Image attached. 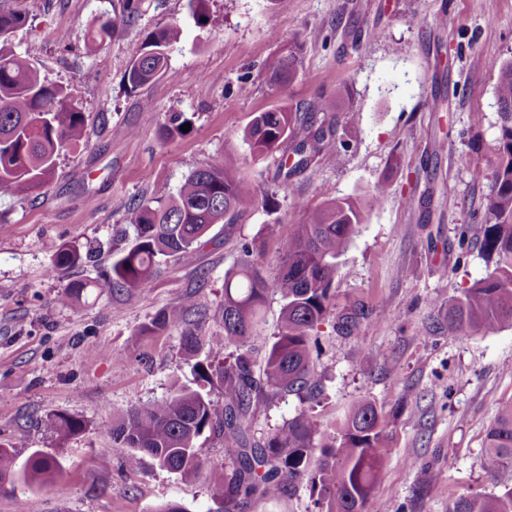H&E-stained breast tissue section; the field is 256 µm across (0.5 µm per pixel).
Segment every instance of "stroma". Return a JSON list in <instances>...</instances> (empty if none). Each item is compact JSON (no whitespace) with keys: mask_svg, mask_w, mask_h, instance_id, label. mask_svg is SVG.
Listing matches in <instances>:
<instances>
[{"mask_svg":"<svg viewBox=\"0 0 512 512\" xmlns=\"http://www.w3.org/2000/svg\"><path fill=\"white\" fill-rule=\"evenodd\" d=\"M121 4L44 0L33 12L29 0H0L30 14L9 48L42 79L66 86L85 121L83 143L60 155L38 198L0 197V444L16 463L40 450L60 465L41 488L0 482V512H159L170 502L216 512L215 487L229 468L219 439H197L203 464L191 481L147 456L130 467L129 448L112 439L113 419L162 401L177 384L224 405L222 389L194 371L210 361L207 346L191 358L179 330H143L191 292L204 314L201 335L220 333L224 274L247 258L243 244L254 245L249 258L273 278L292 225L338 197L358 199L364 221L340 258L330 314L311 333L320 392L304 402L288 393L261 399L253 440L301 413L332 433L365 398L381 415L388 448L371 499L385 512H448L459 498L511 485V469L492 470L485 440L512 401V326L459 338L427 325L494 268L481 226L497 157L498 66L512 60V0H206L202 27L188 0H140L134 24L88 41ZM169 23L182 38L168 75L131 90L129 61L148 31ZM295 41L303 46L297 75L271 85L266 59ZM341 86L350 91L338 113L347 149L282 184V152L259 159L243 140L253 113L306 107ZM173 112L185 113L190 129L166 140ZM227 154L269 206L213 225L207 246L169 261L149 288L103 287L113 251L134 238L130 202L160 184L177 190L191 170ZM380 180L390 192L374 204ZM64 245L79 247L83 260L50 274ZM81 281L89 287L79 300L59 303ZM361 309L385 317L343 332L340 319ZM58 414L83 430L47 429ZM315 500L303 482L243 512H318Z\"/></svg>","mask_w":512,"mask_h":512,"instance_id":"obj_1","label":"stroma"}]
</instances>
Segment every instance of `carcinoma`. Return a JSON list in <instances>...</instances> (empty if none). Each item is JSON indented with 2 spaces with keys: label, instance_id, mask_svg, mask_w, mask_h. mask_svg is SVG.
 <instances>
[{
  "label": "carcinoma",
  "instance_id": "obj_1",
  "mask_svg": "<svg viewBox=\"0 0 512 512\" xmlns=\"http://www.w3.org/2000/svg\"><path fill=\"white\" fill-rule=\"evenodd\" d=\"M29 14L0 9V194L36 197L56 174L60 152L84 139L83 113L72 107L67 88L47 84L25 56L6 48L10 34ZM181 28L170 24L146 33L125 72L135 90L168 73L169 50L179 43ZM301 47L288 46L267 59L265 70L275 85L291 81L298 69ZM496 102L500 115L497 160L491 168L482 246L495 259L486 277L463 289L445 312L431 318L429 330L463 337L476 330L512 326V61L499 67ZM322 100L302 112L286 104L256 112L244 130L251 153L262 158L279 149L294 162L283 184L318 157L339 160L346 141ZM190 122L173 112L164 125L167 138L184 135ZM230 155L208 161L191 171L172 193L160 185L151 197L131 202L129 224L135 241L112 262V276L97 284L116 293L149 287L167 260L187 261L205 244L215 224H234L259 204L256 186L233 175ZM363 221L359 202L336 198L317 208L307 222L294 224L279 245L281 261L273 279L245 261L224 276L223 332L208 339L213 357L229 347L231 361L217 366L197 364L200 379L216 381L224 392V409L208 395L180 387L151 407L134 406L112 422V437L131 449L129 464L141 456L162 469L193 479L202 466L196 440L209 432L224 444V460L233 470L224 474L220 495L224 512H239L248 501L275 498L284 482H307L326 512H366L387 448L378 410L368 401L356 402L336 435L315 440L305 414L276 429L265 441L250 434L253 405L271 393L287 392L311 399L318 390L310 356V331L329 314L330 293L339 270L338 259ZM78 248H59L51 272L76 266ZM281 296V327L276 340L257 364L252 337L261 322L268 293ZM201 312L189 294L177 309L160 313L142 334L179 329L186 353L196 352ZM47 427L66 435L81 423L57 415ZM486 452L497 468L512 469V403L503 406L486 436ZM57 462L33 452L22 469L13 465L10 451L0 445V479L46 483ZM449 512H512V487L456 500Z\"/></svg>",
  "mask_w": 512,
  "mask_h": 512
}]
</instances>
